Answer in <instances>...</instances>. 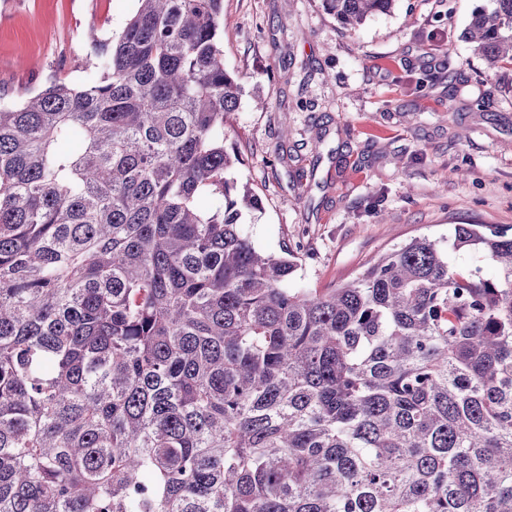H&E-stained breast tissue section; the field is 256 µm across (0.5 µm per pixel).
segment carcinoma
<instances>
[{
    "instance_id": "carcinoma-1",
    "label": "carcinoma",
    "mask_w": 512,
    "mask_h": 512,
    "mask_svg": "<svg viewBox=\"0 0 512 512\" xmlns=\"http://www.w3.org/2000/svg\"><path fill=\"white\" fill-rule=\"evenodd\" d=\"M491 2L462 38L494 69ZM137 3L83 84L0 106V512H512V233L290 287L227 177L224 0Z\"/></svg>"
}]
</instances>
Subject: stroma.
I'll return each mask as SVG.
<instances>
[{
    "label": "stroma",
    "instance_id": "stroma-1",
    "mask_svg": "<svg viewBox=\"0 0 512 512\" xmlns=\"http://www.w3.org/2000/svg\"><path fill=\"white\" fill-rule=\"evenodd\" d=\"M488 0H396L357 29L322 0H224V62L245 94L224 128L230 172L262 205L257 248H298L295 288H333L413 237L512 227V64L461 34ZM136 0H0V104L80 85L86 33Z\"/></svg>",
    "mask_w": 512,
    "mask_h": 512
}]
</instances>
